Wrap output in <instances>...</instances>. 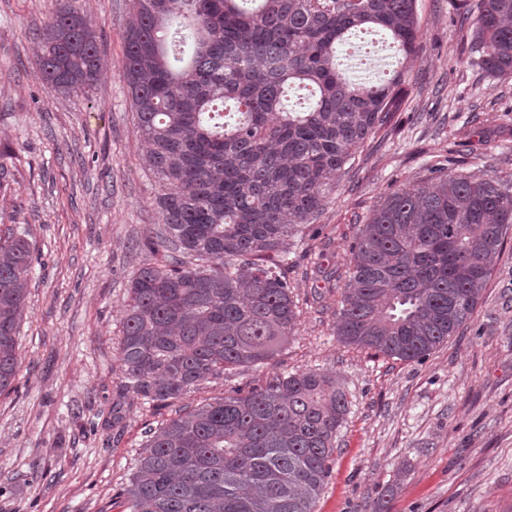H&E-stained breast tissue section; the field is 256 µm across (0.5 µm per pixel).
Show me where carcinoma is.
Returning a JSON list of instances; mask_svg holds the SVG:
<instances>
[{"mask_svg":"<svg viewBox=\"0 0 512 512\" xmlns=\"http://www.w3.org/2000/svg\"><path fill=\"white\" fill-rule=\"evenodd\" d=\"M123 77L136 132L158 178L168 256L129 284L122 390L152 404L181 399L224 370L270 360L292 335L288 238L314 223L366 141L399 109L405 69L358 82L339 54L377 31L406 64L421 42L416 0H131ZM470 51L512 75V0L466 12ZM42 79L93 86L98 36L67 0L37 33ZM312 101L286 105L292 89ZM388 196L351 246L336 333L347 345L420 360L472 317L512 230V183L438 166ZM33 247L0 236V391L18 370ZM348 411L316 371L201 403L147 435L119 491L124 512H315Z\"/></svg>","mask_w":512,"mask_h":512,"instance_id":"1","label":"carcinoma"}]
</instances>
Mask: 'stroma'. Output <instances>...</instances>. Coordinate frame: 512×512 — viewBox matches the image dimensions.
<instances>
[{"instance_id":"35a3bbf8","label":"stroma","mask_w":512,"mask_h":512,"mask_svg":"<svg viewBox=\"0 0 512 512\" xmlns=\"http://www.w3.org/2000/svg\"><path fill=\"white\" fill-rule=\"evenodd\" d=\"M103 70L83 93L44 82L33 35L54 0H0V230L33 242L18 373L0 393V512H122L147 435L177 411L314 370L349 410L315 512H512V235L471 319L419 361L336 336L350 246L370 211L433 164L512 180V77L475 63L462 0H416L422 50L394 129L367 140L314 224L289 239L297 325L264 365L226 370L154 406L122 395L128 282L154 256L159 184L123 79L129 0H72Z\"/></svg>"}]
</instances>
